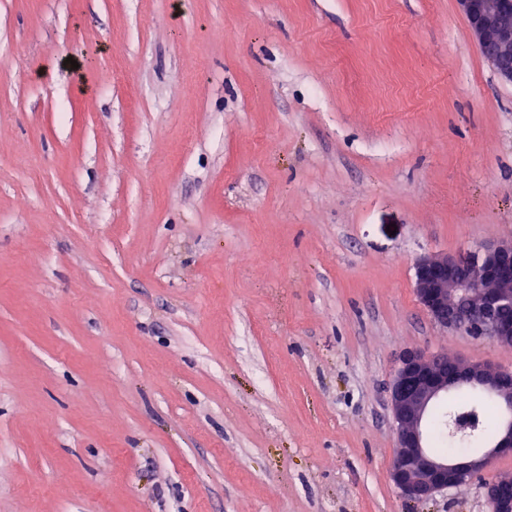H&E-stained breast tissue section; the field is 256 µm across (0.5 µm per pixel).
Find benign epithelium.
Instances as JSON below:
<instances>
[{"instance_id": "obj_1", "label": "benign epithelium", "mask_w": 512, "mask_h": 512, "mask_svg": "<svg viewBox=\"0 0 512 512\" xmlns=\"http://www.w3.org/2000/svg\"><path fill=\"white\" fill-rule=\"evenodd\" d=\"M483 58L498 76L512 83V0H456ZM414 288L431 318L445 329L486 336L512 347V241L487 243L453 254L421 257ZM458 385L479 388L505 411L512 409V370L464 365L446 352L408 350L390 386L398 445L390 478L402 496L423 501L476 476L493 512H512V477L490 474L492 463L512 455V421L504 422L490 447L458 458L428 449L425 421L435 403ZM470 424L448 418L451 437H470Z\"/></svg>"}]
</instances>
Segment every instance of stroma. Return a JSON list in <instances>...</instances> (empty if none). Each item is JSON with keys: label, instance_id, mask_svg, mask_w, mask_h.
<instances>
[{"label": "stroma", "instance_id": "1", "mask_svg": "<svg viewBox=\"0 0 512 512\" xmlns=\"http://www.w3.org/2000/svg\"><path fill=\"white\" fill-rule=\"evenodd\" d=\"M511 239L455 0H0V512H490L400 495L389 386L512 368L414 291Z\"/></svg>", "mask_w": 512, "mask_h": 512}]
</instances>
